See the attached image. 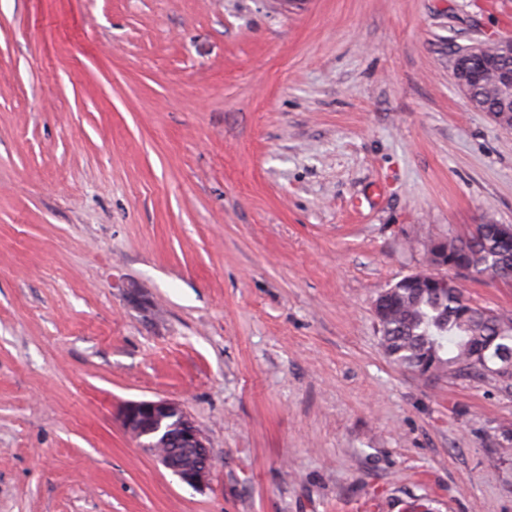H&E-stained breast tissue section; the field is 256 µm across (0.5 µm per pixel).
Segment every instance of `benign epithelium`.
<instances>
[{
	"mask_svg": "<svg viewBox=\"0 0 512 512\" xmlns=\"http://www.w3.org/2000/svg\"><path fill=\"white\" fill-rule=\"evenodd\" d=\"M512 58V36L495 39L492 54L483 56L479 65L459 56L453 73L461 89L467 81L492 80L512 92V68L504 61ZM118 420L139 447L153 455L180 482L196 489L206 485L214 467L206 439L183 405L159 398L131 400L117 411Z\"/></svg>",
	"mask_w": 512,
	"mask_h": 512,
	"instance_id": "7a95c632",
	"label": "benign epithelium"
}]
</instances>
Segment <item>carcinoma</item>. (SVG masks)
<instances>
[{"mask_svg": "<svg viewBox=\"0 0 512 512\" xmlns=\"http://www.w3.org/2000/svg\"><path fill=\"white\" fill-rule=\"evenodd\" d=\"M473 97L488 112L512 110L487 85H475ZM426 258L450 271L468 268L476 280L511 279L512 233L477 224L464 235L429 240ZM375 315L385 355L422 377H466L486 347L512 360V315L472 305L452 276L444 283L426 270L404 276L378 295Z\"/></svg>", "mask_w": 512, "mask_h": 512, "instance_id": "obj_1", "label": "carcinoma"}]
</instances>
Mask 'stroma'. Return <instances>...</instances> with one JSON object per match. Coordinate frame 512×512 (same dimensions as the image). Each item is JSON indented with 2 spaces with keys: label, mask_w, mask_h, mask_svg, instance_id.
<instances>
[{
  "label": "stroma",
  "mask_w": 512,
  "mask_h": 512,
  "mask_svg": "<svg viewBox=\"0 0 512 512\" xmlns=\"http://www.w3.org/2000/svg\"><path fill=\"white\" fill-rule=\"evenodd\" d=\"M509 35L512 0H0V512H512V390L396 366L374 314L512 224L451 55ZM158 398L204 488L120 427ZM117 417L138 446L180 482L193 489L208 483L214 467L211 449L181 403L167 398L126 401ZM173 446L177 453L167 451Z\"/></svg>",
  "instance_id": "35a3bbf8"
}]
</instances>
